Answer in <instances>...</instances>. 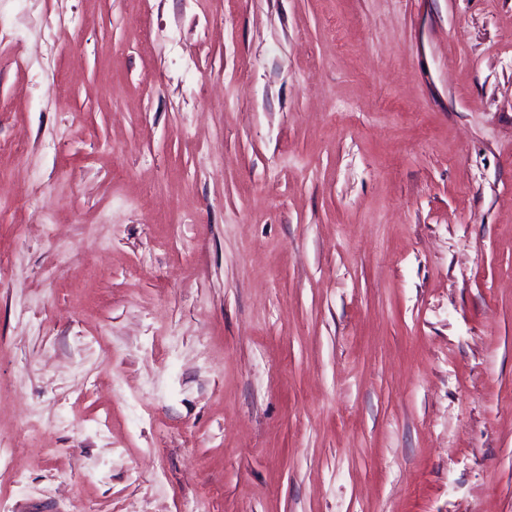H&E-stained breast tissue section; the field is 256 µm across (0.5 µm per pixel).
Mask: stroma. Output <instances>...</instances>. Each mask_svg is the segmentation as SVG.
<instances>
[{
	"instance_id": "1",
	"label": "stroma",
	"mask_w": 512,
	"mask_h": 512,
	"mask_svg": "<svg viewBox=\"0 0 512 512\" xmlns=\"http://www.w3.org/2000/svg\"><path fill=\"white\" fill-rule=\"evenodd\" d=\"M0 512H512V0H0Z\"/></svg>"
}]
</instances>
